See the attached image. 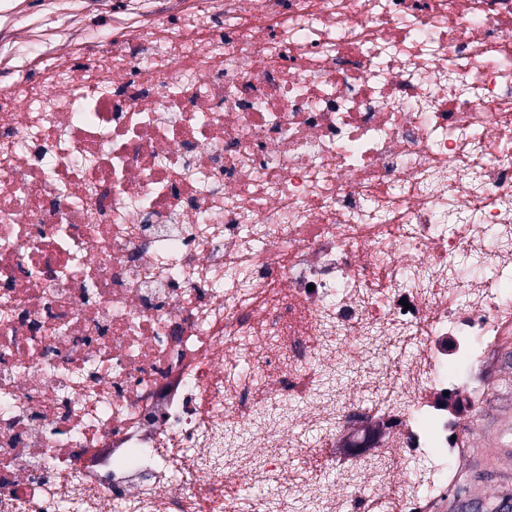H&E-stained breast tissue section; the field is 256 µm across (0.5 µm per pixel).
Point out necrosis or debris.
I'll use <instances>...</instances> for the list:
<instances>
[{
	"label": "necrosis or debris",
	"instance_id": "necrosis-or-debris-1",
	"mask_svg": "<svg viewBox=\"0 0 512 512\" xmlns=\"http://www.w3.org/2000/svg\"><path fill=\"white\" fill-rule=\"evenodd\" d=\"M138 4L0 86V512H427L512 315V0ZM315 423L343 484L252 496Z\"/></svg>",
	"mask_w": 512,
	"mask_h": 512
}]
</instances>
